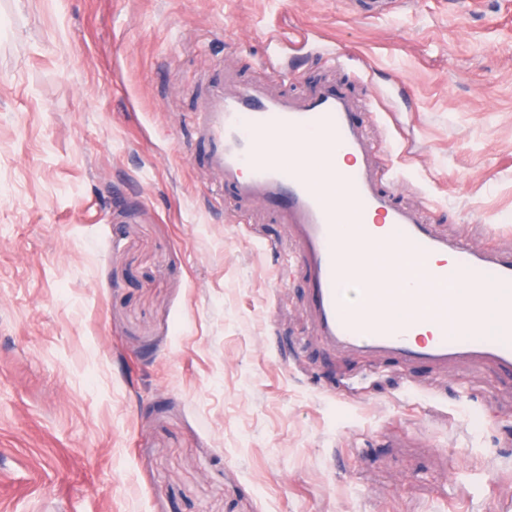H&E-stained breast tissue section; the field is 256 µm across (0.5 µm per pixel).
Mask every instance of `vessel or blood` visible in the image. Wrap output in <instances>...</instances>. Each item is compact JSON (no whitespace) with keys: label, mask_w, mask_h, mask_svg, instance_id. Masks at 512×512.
Returning <instances> with one entry per match:
<instances>
[{"label":"vessel or blood","mask_w":512,"mask_h":512,"mask_svg":"<svg viewBox=\"0 0 512 512\" xmlns=\"http://www.w3.org/2000/svg\"><path fill=\"white\" fill-rule=\"evenodd\" d=\"M268 32L266 63L284 79L285 41ZM209 162L239 199H264L294 225L316 329L342 356L403 366L470 358L512 375V253L482 252L438 235L377 190L365 134L346 94L327 85L300 97L214 86L197 114ZM416 276L405 277L401 258Z\"/></svg>","instance_id":"obj_1"}]
</instances>
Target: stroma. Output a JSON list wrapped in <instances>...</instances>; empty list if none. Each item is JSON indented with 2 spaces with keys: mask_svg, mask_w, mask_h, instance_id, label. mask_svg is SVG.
<instances>
[{
  "mask_svg": "<svg viewBox=\"0 0 512 512\" xmlns=\"http://www.w3.org/2000/svg\"><path fill=\"white\" fill-rule=\"evenodd\" d=\"M255 82L336 84L400 207L512 253V0H0V512H512V378L338 356L220 196L192 114ZM286 37L279 31H271L266 34V43L269 54H267L265 64L270 66L271 73L279 79H288V68L281 64V49Z\"/></svg>",
  "mask_w": 512,
  "mask_h": 512,
  "instance_id": "obj_1",
  "label": "stroma"
}]
</instances>
